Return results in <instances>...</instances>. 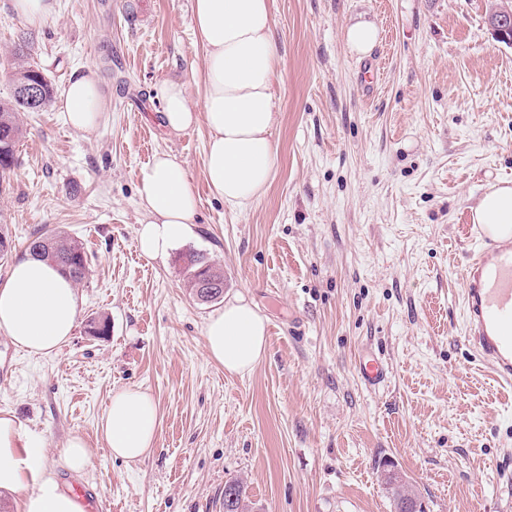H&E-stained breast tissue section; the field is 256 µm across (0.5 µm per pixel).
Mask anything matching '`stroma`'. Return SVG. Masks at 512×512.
<instances>
[{
    "instance_id": "1",
    "label": "stroma",
    "mask_w": 512,
    "mask_h": 512,
    "mask_svg": "<svg viewBox=\"0 0 512 512\" xmlns=\"http://www.w3.org/2000/svg\"><path fill=\"white\" fill-rule=\"evenodd\" d=\"M494 0H273L282 55L280 168L267 194L233 213L204 175L207 129L161 125L158 83L204 92L205 53L191 0H55L30 26L0 0V98L16 52L63 91L96 69L99 127L68 125L59 102L25 112L17 163L0 181V227L27 253L37 231L83 242L82 318L50 356L0 333V409L44 434L48 458L72 435L91 466L61 472L107 512H218L244 479L254 512H391V463L427 512H512V391L465 340L462 269L477 250L466 226L488 185L512 181V45L486 24ZM372 22L362 55L347 27ZM377 83L363 93L365 62ZM159 152L188 169L198 197L191 234L166 262L136 246L140 172ZM224 268V295L267 320L264 359L246 376L207 355L215 305L185 286L181 254ZM389 374L366 386L358 356ZM139 386L158 405L156 445L114 459L98 428L113 391Z\"/></svg>"
}]
</instances>
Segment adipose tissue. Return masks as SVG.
<instances>
[{
	"label": "adipose tissue",
	"instance_id": "adipose-tissue-1",
	"mask_svg": "<svg viewBox=\"0 0 512 512\" xmlns=\"http://www.w3.org/2000/svg\"><path fill=\"white\" fill-rule=\"evenodd\" d=\"M195 27L205 49V89L193 107L188 86L166 79L156 87L161 123L178 133L205 123L204 171L215 198L238 212L263 198L276 179L279 151L273 134L281 121L275 85L282 57L273 36L272 0H194ZM62 97L68 123L94 131L105 97L94 69L74 74ZM144 218L136 230L140 253L162 260L190 233L196 196L191 177L177 158L155 154L140 186ZM476 224H512V184L488 187L473 209ZM81 299L76 287L46 261L27 255L0 283V332L34 355L56 353L74 333ZM267 324L256 307L237 295L211 315L204 327L209 358L225 372L247 375L266 353ZM159 426L157 402L148 390L113 392L100 430L114 458L135 463L153 450ZM44 435L0 410V491L20 494L18 512H83L63 491L57 468L81 474L90 466L85 441L68 437L56 463L47 459Z\"/></svg>",
	"mask_w": 512,
	"mask_h": 512
}]
</instances>
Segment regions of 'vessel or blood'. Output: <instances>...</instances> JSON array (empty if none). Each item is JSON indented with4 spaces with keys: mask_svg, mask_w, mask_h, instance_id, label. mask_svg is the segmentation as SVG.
<instances>
[{
    "mask_svg": "<svg viewBox=\"0 0 512 512\" xmlns=\"http://www.w3.org/2000/svg\"><path fill=\"white\" fill-rule=\"evenodd\" d=\"M480 250L463 271L465 333L480 361L512 387V232L478 231ZM357 370L364 383L383 385L388 367L373 353L362 354Z\"/></svg>",
    "mask_w": 512,
    "mask_h": 512,
    "instance_id": "1",
    "label": "vessel or blood"
}]
</instances>
